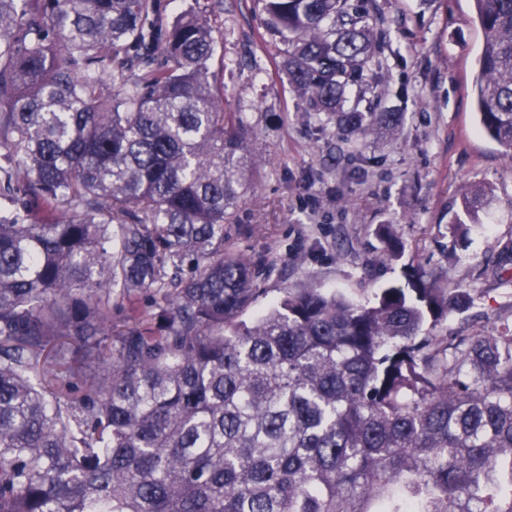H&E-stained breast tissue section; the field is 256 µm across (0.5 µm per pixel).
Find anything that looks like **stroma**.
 Instances as JSON below:
<instances>
[{"instance_id": "obj_1", "label": "stroma", "mask_w": 512, "mask_h": 512, "mask_svg": "<svg viewBox=\"0 0 512 512\" xmlns=\"http://www.w3.org/2000/svg\"><path fill=\"white\" fill-rule=\"evenodd\" d=\"M215 31L211 61L224 107L244 113L249 168L224 250L264 261L252 321L285 287L307 282L354 302L416 272L452 275L474 303L448 320L461 335L512 328V156L486 136L471 106L482 34L471 0H373L386 38L365 93L349 105L402 113L396 133L344 138L307 112L289 86L283 47L264 36L259 0H165ZM492 196L466 237L451 227L465 189ZM406 249L382 262L379 225Z\"/></svg>"}]
</instances>
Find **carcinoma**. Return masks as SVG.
<instances>
[{
	"instance_id": "carcinoma-1",
	"label": "carcinoma",
	"mask_w": 512,
	"mask_h": 512,
	"mask_svg": "<svg viewBox=\"0 0 512 512\" xmlns=\"http://www.w3.org/2000/svg\"><path fill=\"white\" fill-rule=\"evenodd\" d=\"M258 2L307 111L399 127L344 108L366 7ZM472 2L474 111L512 156V0ZM214 46L162 0H0V512H512V332H436L467 290L304 284L238 321L259 264L224 254L248 155Z\"/></svg>"
}]
</instances>
